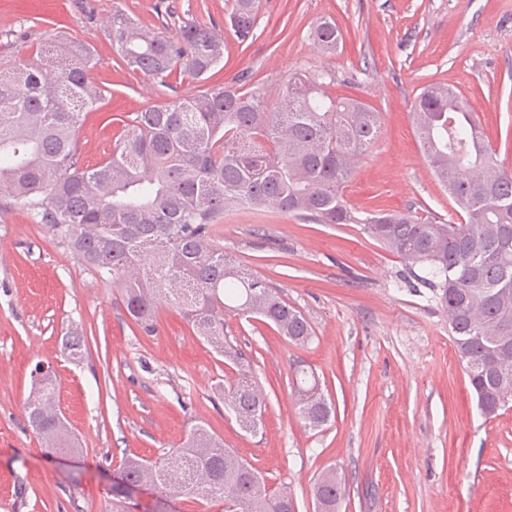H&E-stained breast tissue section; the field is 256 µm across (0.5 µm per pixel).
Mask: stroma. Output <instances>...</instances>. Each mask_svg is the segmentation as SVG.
<instances>
[{
  "mask_svg": "<svg viewBox=\"0 0 512 512\" xmlns=\"http://www.w3.org/2000/svg\"><path fill=\"white\" fill-rule=\"evenodd\" d=\"M121 6L147 29L222 30L224 66L210 85L251 71L268 100L296 71L329 73L330 91L380 114V132L344 188L357 215L413 212L459 221L460 209L428 169L412 104L433 82L469 103L504 169L512 170V0H259L254 35L224 26L233 0H0V65L26 60L55 74L43 49L91 46L102 99L77 131L94 166L136 112L191 95L125 67L108 19ZM323 19L342 39L320 51ZM213 236L227 254L279 289L313 329L306 345L255 319L227 315L224 339L242 352L267 398L258 432L241 429L222 389L238 368L162 303L153 335L128 316L120 292L0 195V512H113L123 457L155 459L195 425L221 438L263 477L314 512L313 486L333 467L345 481L339 512H512V408L484 418L448 332L436 291L409 287V264L357 224H311L277 212H225ZM86 337L81 361L61 347ZM57 378L77 453H50L28 427L24 402L36 366ZM313 370L333 403L329 422L301 419L294 372Z\"/></svg>",
  "mask_w": 512,
  "mask_h": 512,
  "instance_id": "stroma-1",
  "label": "stroma"
}]
</instances>
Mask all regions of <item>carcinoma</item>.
<instances>
[{"instance_id":"obj_1","label":"carcinoma","mask_w":512,"mask_h":512,"mask_svg":"<svg viewBox=\"0 0 512 512\" xmlns=\"http://www.w3.org/2000/svg\"><path fill=\"white\" fill-rule=\"evenodd\" d=\"M257 11V0H234L224 24L244 42ZM109 26L125 66L169 87L186 76L203 82L224 61V37L196 24L167 38L115 9ZM314 36L327 53L341 39L326 20ZM56 53L65 66L52 77L36 66L0 67V190L87 267L112 276L144 334L156 331L159 306L170 301L196 335L236 364L239 356L224 346L229 313L261 320L296 345L308 343L307 318L224 252L211 228L234 206L314 224H361L369 238L424 266L426 276L417 280L440 290L480 413L493 418L512 401V172L497 163L455 89L424 87L414 99V123L424 160L463 211L462 221L400 212L359 218L343 189L349 161L360 160L378 136L380 114L331 95L323 76L295 74L274 104L244 86L250 75L243 73L239 87L147 107L125 126L112 155L90 168L80 164L76 132L83 111L102 96L88 79L97 61L82 45H60ZM62 345L79 359L85 336L74 329ZM293 386L302 419L311 427L328 422L332 406L314 371L296 370ZM223 393L238 425L257 431L266 397L256 382L243 371ZM25 413L46 448L76 451L51 371L38 368ZM139 487L164 501H225L235 512H286L292 503L202 425L154 461L124 458L112 480L119 512ZM342 495L336 471L324 472L314 485L315 512H338Z\"/></svg>"}]
</instances>
